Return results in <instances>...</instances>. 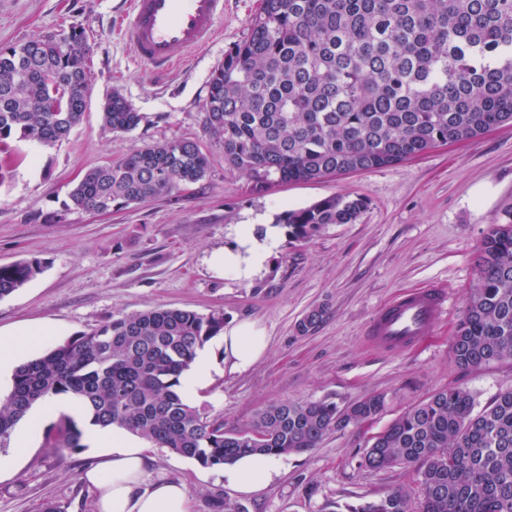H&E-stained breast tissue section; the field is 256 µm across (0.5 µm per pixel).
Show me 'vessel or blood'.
Here are the masks:
<instances>
[{
	"mask_svg": "<svg viewBox=\"0 0 512 512\" xmlns=\"http://www.w3.org/2000/svg\"><path fill=\"white\" fill-rule=\"evenodd\" d=\"M223 21L224 0H129L121 33L144 66L162 73L205 47ZM445 311L442 290L405 291L373 315L368 341L380 353L399 354L430 336Z\"/></svg>",
	"mask_w": 512,
	"mask_h": 512,
	"instance_id": "obj_1",
	"label": "vessel or blood"
}]
</instances>
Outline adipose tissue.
<instances>
[{
	"label": "adipose tissue",
	"mask_w": 512,
	"mask_h": 512,
	"mask_svg": "<svg viewBox=\"0 0 512 512\" xmlns=\"http://www.w3.org/2000/svg\"><path fill=\"white\" fill-rule=\"evenodd\" d=\"M280 235L278 226L267 224L256 229L248 224L239 232L235 249L217 256V264L234 270L240 277H251L259 270ZM224 358L232 370H249L267 348L265 336L255 323L242 322L223 337ZM81 415L79 403L55 398L33 408L26 423L18 428L8 452L0 453V474L13 471L33 447L37 430L47 414ZM86 435L92 447L103 449L105 459L89 468L84 479L95 493V512H190V493L179 481L160 480L145 483L146 449L121 429L88 427ZM224 484L241 495L251 496L268 488L279 474L274 455L240 458L223 469Z\"/></svg>",
	"instance_id": "1"
}]
</instances>
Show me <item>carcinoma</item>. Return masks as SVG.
Segmentation results:
<instances>
[{"instance_id": "carcinoma-1", "label": "carcinoma", "mask_w": 512, "mask_h": 512, "mask_svg": "<svg viewBox=\"0 0 512 512\" xmlns=\"http://www.w3.org/2000/svg\"><path fill=\"white\" fill-rule=\"evenodd\" d=\"M91 46L74 27L0 47V144L53 145L80 123ZM204 131L253 190L382 168L443 143L470 141L512 122V0H262L248 36L208 81ZM114 133L140 115L117 91L101 112ZM199 143L175 138L87 169L69 207L126 209L204 180ZM360 197H326L276 218L288 242L328 224H353ZM39 260L0 265V299L35 278ZM324 308L297 324L315 328ZM224 332V311L159 307L120 314L21 364L0 399V448L34 403L68 396L92 424L116 426L205 468L242 455H289L331 430L381 415L376 394L344 409L328 400L287 401L251 425L224 430L189 405L181 378L198 349ZM456 365L512 359V213L478 246L477 280L452 339ZM84 427L61 415L45 432L58 454L83 448ZM369 469L413 468L416 492L397 488L346 512H512V387L481 410L463 387L434 392L401 413L362 457ZM418 500L412 510V499Z\"/></svg>"}]
</instances>
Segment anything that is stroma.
Masks as SVG:
<instances>
[{
	"label": "stroma",
	"instance_id": "1",
	"mask_svg": "<svg viewBox=\"0 0 512 512\" xmlns=\"http://www.w3.org/2000/svg\"><path fill=\"white\" fill-rule=\"evenodd\" d=\"M127 2L0 0V47L72 26L84 29L91 44V91L81 123L55 145L16 141L0 151V265L36 258L43 266L0 299V328L53 327V335L22 348L28 361L119 313L220 309L226 326L256 323L268 345L247 372L224 370L221 343H208L217 370L194 405L228 430L248 427L279 402L329 400L343 408L386 396V410L374 420L281 456L280 476L251 497L225 487L220 470L149 447L146 481L185 482L192 512H222L227 498L247 512H334L410 484V469L362 466L372 436L437 390L466 388L481 408L512 386V360L463 370L452 354L464 299L477 277L476 249L488 225L512 208V125L407 162L256 193L225 161L223 146L205 135L203 102L212 71L247 36L262 0H224L219 37L162 76L140 63L116 33ZM115 90L141 115L131 132L102 127V105ZM173 138L200 142L211 161L205 180L109 214L64 209L85 169ZM335 194L365 200L356 223L327 225L303 243L279 240L248 279L213 266L214 255L235 246L242 225L272 222L284 210ZM406 288L446 289L447 315L420 349L378 354L366 342L367 324ZM314 306L325 307L322 321L299 333L298 321ZM100 459V449L89 446L65 456L35 446L13 473L0 476V512H43L50 502L65 512H93L82 475Z\"/></svg>",
	"mask_w": 512,
	"mask_h": 512
}]
</instances>
